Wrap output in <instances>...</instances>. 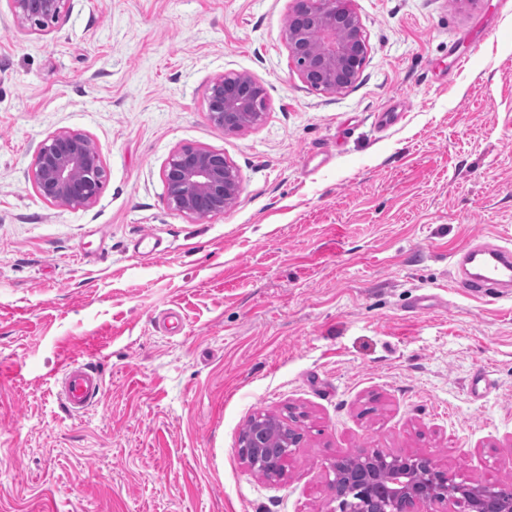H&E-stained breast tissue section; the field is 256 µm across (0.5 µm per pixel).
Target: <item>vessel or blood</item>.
<instances>
[{
  "mask_svg": "<svg viewBox=\"0 0 512 512\" xmlns=\"http://www.w3.org/2000/svg\"><path fill=\"white\" fill-rule=\"evenodd\" d=\"M454 263L456 282L471 295L487 288L512 287V247L494 243L471 244L458 250ZM57 396L67 412L83 415L100 399L104 380L89 363L72 360L59 371Z\"/></svg>",
  "mask_w": 512,
  "mask_h": 512,
  "instance_id": "vessel-or-blood-1",
  "label": "vessel or blood"
}]
</instances>
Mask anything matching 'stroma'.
Masks as SVG:
<instances>
[{"label":"stroma","mask_w":512,"mask_h":512,"mask_svg":"<svg viewBox=\"0 0 512 512\" xmlns=\"http://www.w3.org/2000/svg\"><path fill=\"white\" fill-rule=\"evenodd\" d=\"M353 5L367 61L329 94L288 57L291 0H71L44 32L0 0V512H333L358 448L512 483V297L452 259L512 243V0ZM230 72L265 90L237 134L206 112ZM61 130L101 149L89 208L28 180ZM183 144L236 165V206L168 204ZM71 360L105 383L79 417ZM259 412L303 429L276 483L239 454ZM58 374L57 396L71 416L83 415L99 401L104 380L90 363L71 360L61 367Z\"/></svg>","instance_id":"stroma-1"}]
</instances>
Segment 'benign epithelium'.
I'll list each match as a JSON object with an SVG mask.
<instances>
[{
	"label": "benign epithelium",
	"mask_w": 512,
	"mask_h": 512,
	"mask_svg": "<svg viewBox=\"0 0 512 512\" xmlns=\"http://www.w3.org/2000/svg\"><path fill=\"white\" fill-rule=\"evenodd\" d=\"M15 22L44 31L69 9L70 0H10ZM289 59L301 81L323 92L336 93L357 80L368 56V41L353 0H293L283 32ZM208 117L227 134L261 122L264 88L247 73L215 78L205 96ZM105 167L95 141L78 131H59L44 139L33 155L28 179L47 203L69 209L93 205L103 186ZM161 178L169 204L192 219L233 207L242 193V177L224 152L185 144L164 163ZM251 442L242 455L255 470L270 448V437L282 436L288 451L299 448L303 434L273 413L255 415ZM348 465L329 485L339 512H415L432 501L448 502L463 512H512V484L463 487L454 474L420 453L385 456L357 449ZM425 472L420 483L416 475ZM387 475L386 493L372 488Z\"/></svg>",
	"instance_id": "1"
}]
</instances>
